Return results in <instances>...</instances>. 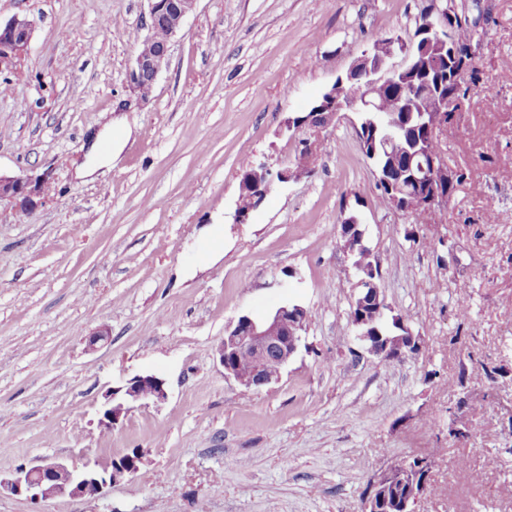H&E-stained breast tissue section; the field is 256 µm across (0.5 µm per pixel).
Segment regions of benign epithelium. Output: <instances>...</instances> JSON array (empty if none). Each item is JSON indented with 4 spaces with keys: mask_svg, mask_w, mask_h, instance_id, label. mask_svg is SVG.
I'll return each instance as SVG.
<instances>
[{
    "mask_svg": "<svg viewBox=\"0 0 512 512\" xmlns=\"http://www.w3.org/2000/svg\"><path fill=\"white\" fill-rule=\"evenodd\" d=\"M198 0H148V19L143 24L145 33L140 41L146 49L135 53L130 82L136 90L148 85L155 86L162 70L168 64L173 39L181 31L186 18L196 8ZM441 0H433L430 8L418 21L417 33L409 43L391 38L376 42L373 48L350 68L346 76L339 77L322 95L312 102L308 112L302 116L290 117L284 121L283 131L299 128L319 130L336 121L339 112L347 109L354 112L357 122L354 129L360 143H369L371 152H377L375 140H366L365 131L379 136L383 149H392L405 154L404 169L386 167L376 179L388 189L389 209L413 215L422 212L431 216L448 204V188L457 184L460 173L448 165L441 151L409 150L398 141L399 130L414 127V113L404 112L400 120L393 123L386 120L379 102L369 92L380 87L392 93L400 91L401 77L408 73H419L422 78L432 72L446 73L447 80L438 82L432 90L434 109L423 116L422 128L435 135L450 124L455 114L462 110L465 99L459 84L460 71L444 70L441 62L448 61L445 51H452L463 62L475 58L479 47L465 46L456 40L457 17L448 6H441ZM33 24L25 16H14L7 22H0V67L24 56L29 48ZM405 55L404 65L396 68L389 60L395 52ZM303 162L295 163L292 169L273 172L263 163L250 165L241 182L239 201L233 215L236 224H245L253 210L267 197V190L276 183H285L292 176L312 171L315 145L311 139L300 141ZM49 179L43 178L36 184L19 176L0 174V202L8 201L20 210L33 205L32 196L47 198ZM358 220L344 224L338 230L341 248L353 254L356 249H365L364 232L358 229ZM360 276L358 287L361 292L356 298L359 312L371 310L373 322L370 331L358 330V338L367 352L383 360H399L418 349V343L405 322L398 324L399 334L386 337L376 321H386L388 309L385 297L376 282V263L364 266L354 263ZM307 312L298 304L282 305L263 317L241 316L230 327L216 348V356L224 368V375L234 379L246 389L259 390L277 381L282 370L296 354L300 343V331L304 327ZM244 358L251 362V369L244 372L237 361ZM165 380L153 373L139 374L124 385L112 389L109 407L105 409L100 424L114 429L121 420L139 403L165 400ZM142 453L138 449L121 456L112 457L106 463L94 468L77 469L57 459H44L30 468H21L16 476L3 482L16 495H23L32 501L57 496L71 498L102 497L112 485L141 470ZM407 484L405 500L400 512H414V506L424 496L427 478H418L417 471H397L389 465L370 482L369 493L364 501L363 512H381L386 507L384 490L392 483Z\"/></svg>",
    "mask_w": 512,
    "mask_h": 512,
    "instance_id": "obj_1",
    "label": "benign epithelium"
}]
</instances>
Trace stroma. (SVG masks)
<instances>
[{
  "instance_id": "1",
  "label": "stroma",
  "mask_w": 512,
  "mask_h": 512,
  "mask_svg": "<svg viewBox=\"0 0 512 512\" xmlns=\"http://www.w3.org/2000/svg\"><path fill=\"white\" fill-rule=\"evenodd\" d=\"M427 3L199 0L143 98L129 37L146 0H0L1 21L33 23L26 57L0 70V173L49 179L46 203L0 205V479L145 454L144 477L104 497L4 489L0 512H362L371 479L417 456L430 490L415 512H512V0H448L479 17L481 50L439 134L464 179L434 222L380 205L343 117L310 174L232 218L247 166L294 162L283 119L367 44L411 39ZM117 119L133 129L118 162L77 179L85 142ZM346 213L420 338L403 359L367 353L349 321ZM285 304L307 319L278 382L225 377L226 327ZM102 328L110 341L89 348ZM142 373L165 379V401L102 427L106 394Z\"/></svg>"
}]
</instances>
